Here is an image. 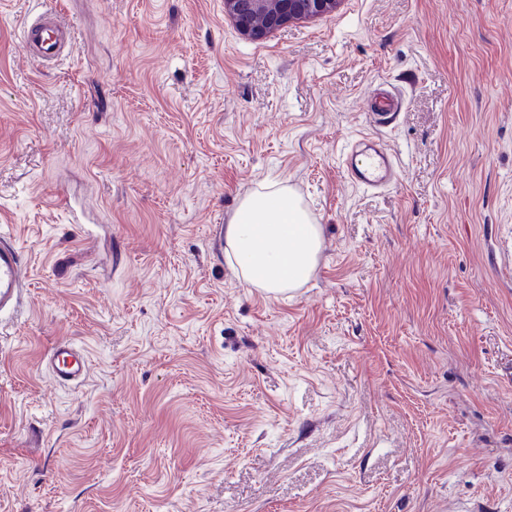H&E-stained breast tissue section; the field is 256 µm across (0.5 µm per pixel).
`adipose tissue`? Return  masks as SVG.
Masks as SVG:
<instances>
[{"label":"adipose tissue","instance_id":"adipose-tissue-1","mask_svg":"<svg viewBox=\"0 0 512 512\" xmlns=\"http://www.w3.org/2000/svg\"><path fill=\"white\" fill-rule=\"evenodd\" d=\"M323 247L321 225L284 187L245 194L224 226L231 269L247 287L275 298L312 278Z\"/></svg>","mask_w":512,"mask_h":512}]
</instances>
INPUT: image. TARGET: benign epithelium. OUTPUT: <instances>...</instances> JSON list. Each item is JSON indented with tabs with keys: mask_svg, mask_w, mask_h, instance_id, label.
<instances>
[{
	"mask_svg": "<svg viewBox=\"0 0 512 512\" xmlns=\"http://www.w3.org/2000/svg\"><path fill=\"white\" fill-rule=\"evenodd\" d=\"M341 0H224V13L246 38L260 40L301 19L336 10Z\"/></svg>",
	"mask_w": 512,
	"mask_h": 512,
	"instance_id": "7a95c632",
	"label": "benign epithelium"
}]
</instances>
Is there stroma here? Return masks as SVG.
Instances as JSON below:
<instances>
[{"mask_svg": "<svg viewBox=\"0 0 512 512\" xmlns=\"http://www.w3.org/2000/svg\"><path fill=\"white\" fill-rule=\"evenodd\" d=\"M46 11L52 64L20 39ZM365 134L378 190L343 165ZM270 182L323 228L289 298L218 239ZM0 232V512H512V0H343L256 41L224 0H0ZM21 41L31 54L49 63L70 52L74 43L67 25L54 13L28 20L23 26ZM399 103L394 94L387 90L379 88L370 99V109L372 115L378 123H387L397 112ZM343 162L352 181L366 188L383 186L395 172L392 154L368 136H361L347 147ZM23 256L5 236H0V320L13 314L22 295ZM46 363L55 380L64 386L80 382L86 375L85 353L71 343H58L47 354Z\"/></svg>", "mask_w": 512, "mask_h": 512, "instance_id": "stroma-1", "label": "stroma"}]
</instances>
